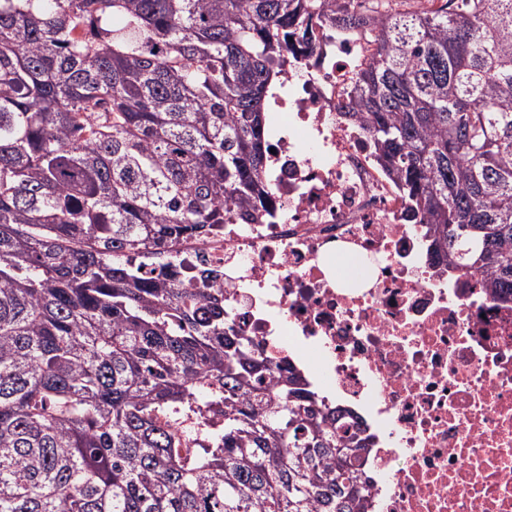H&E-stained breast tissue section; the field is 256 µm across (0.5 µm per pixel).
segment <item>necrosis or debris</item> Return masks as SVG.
I'll use <instances>...</instances> for the list:
<instances>
[{
	"mask_svg": "<svg viewBox=\"0 0 512 512\" xmlns=\"http://www.w3.org/2000/svg\"><path fill=\"white\" fill-rule=\"evenodd\" d=\"M370 34L324 19L289 49L260 223L185 237L148 267L217 271L235 335L370 437L355 465L373 512H512V301L430 251L365 123L341 113Z\"/></svg>",
	"mask_w": 512,
	"mask_h": 512,
	"instance_id": "obj_1",
	"label": "necrosis or debris"
}]
</instances>
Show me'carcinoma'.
I'll use <instances>...</instances> for the list:
<instances>
[{
	"instance_id": "obj_1",
	"label": "carcinoma",
	"mask_w": 512,
	"mask_h": 512,
	"mask_svg": "<svg viewBox=\"0 0 512 512\" xmlns=\"http://www.w3.org/2000/svg\"><path fill=\"white\" fill-rule=\"evenodd\" d=\"M373 10L350 96L448 268L512 298V0ZM361 0H0V512H370L368 439L140 255L257 223L291 41ZM204 429L186 462L172 422Z\"/></svg>"
}]
</instances>
